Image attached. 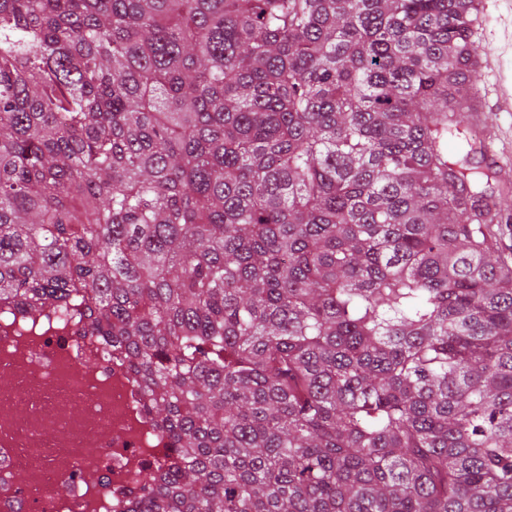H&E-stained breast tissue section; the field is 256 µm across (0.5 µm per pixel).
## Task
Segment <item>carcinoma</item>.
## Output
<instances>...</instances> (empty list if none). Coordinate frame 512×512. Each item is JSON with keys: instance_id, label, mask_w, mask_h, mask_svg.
I'll return each instance as SVG.
<instances>
[{"instance_id": "1", "label": "carcinoma", "mask_w": 512, "mask_h": 512, "mask_svg": "<svg viewBox=\"0 0 512 512\" xmlns=\"http://www.w3.org/2000/svg\"><path fill=\"white\" fill-rule=\"evenodd\" d=\"M481 0H0V304L126 363L139 512H512Z\"/></svg>"}]
</instances>
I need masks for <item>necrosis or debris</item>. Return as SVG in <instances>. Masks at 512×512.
I'll return each instance as SVG.
<instances>
[{"mask_svg":"<svg viewBox=\"0 0 512 512\" xmlns=\"http://www.w3.org/2000/svg\"><path fill=\"white\" fill-rule=\"evenodd\" d=\"M0 512H123L169 445L133 377L73 326L0 312Z\"/></svg>","mask_w":512,"mask_h":512,"instance_id":"4bbe7bcc","label":"necrosis or debris"}]
</instances>
